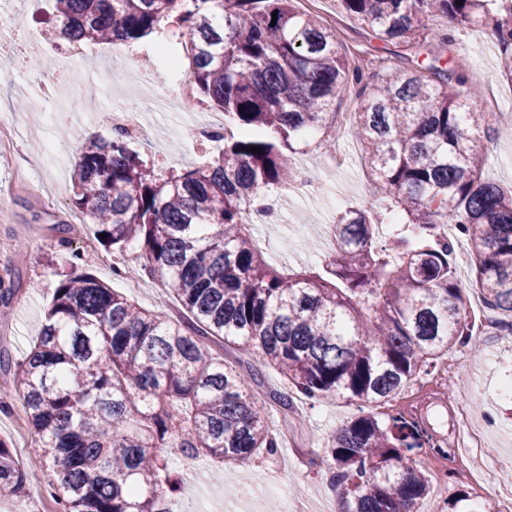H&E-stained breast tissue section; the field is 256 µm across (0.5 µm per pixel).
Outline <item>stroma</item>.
I'll list each match as a JSON object with an SVG mask.
<instances>
[{"label":"stroma","mask_w":512,"mask_h":512,"mask_svg":"<svg viewBox=\"0 0 512 512\" xmlns=\"http://www.w3.org/2000/svg\"><path fill=\"white\" fill-rule=\"evenodd\" d=\"M16 17V27L10 41L0 42V117L11 121L22 148L26 150L28 179L34 190L11 188L15 167L0 158V245L12 251L18 269L17 297L12 306L0 307V348L13 359H23L33 339L38 336L53 291L62 275L72 273L73 252L82 250L91 233L87 225L77 224L70 247L53 241L49 225L73 221L76 213L71 203L72 175L80 145L86 138L111 136L108 109L112 105V72L120 70L126 82H133L138 68L152 67L159 74L155 97H172L179 84L187 79L182 70L172 69L160 56L157 36L139 40L129 55L113 56L108 44H90L86 52L98 61L95 69L82 72L84 83L95 89L96 109L69 111L74 95L62 94L52 123H44L42 113L46 102L33 73L41 72L44 60H54L56 68L70 69L74 60L67 58L66 40L50 36L54 0H8ZM305 9L327 20L336 30L338 41L355 59L366 58L378 51L387 56L398 52V45L376 38L369 25L340 13L336 0H308ZM441 30L448 33L447 56L464 63L468 84L482 93V108L486 121L493 129L486 152L485 173L502 188L512 190V137L500 135L505 127L502 112L512 111V84L500 71L501 48L488 29L480 26L459 27L443 17H428L422 21V33ZM135 118L153 125L158 145L151 160L157 167L182 168L189 163L215 156L216 148H203L188 133L191 125L203 120L200 112H158L152 99L139 103ZM295 166L314 170L318 181L330 188L328 196H296L283 209L278 223L257 225L267 260L274 265L295 268L317 266L314 253L318 239L311 225L327 224L346 207L382 213L387 200L374 196L362 149L356 140H348L342 150V161L330 167L321 154L312 150L293 157ZM56 199L55 207H45L42 196ZM90 271L116 291L136 300L141 306L177 320L182 309L162 283L147 275L134 278L116 277L112 266L92 261ZM483 344L480 355H473L469 346H455L445 357L448 376L442 384L446 395L442 399L423 401V416L435 409L445 411L442 423L431 431L434 441L454 442L457 455L470 451L465 444L467 422H462L456 409L455 392L463 380L474 384L469 402V422L479 424L485 446L480 464L491 471L499 485L512 486V394L505 392L506 378L512 374V330L504 317H497L494 330L480 333ZM355 404L343 400H295L289 411L271 406L267 423L271 430L284 433L287 441L277 454L259 458L245 465L225 466L220 476H213L210 460L177 462L175 472L180 482L176 497L178 512H224L252 488L245 482L248 474L283 472L291 490L299 496L314 492L331 493V471L322 448L336 428L356 414ZM301 480H294V473ZM431 493L421 501L419 512H441L444 502L458 492H466L474 512H500L496 500L488 498L481 485L461 477L450 467L442 468L431 478Z\"/></svg>","instance_id":"obj_1"}]
</instances>
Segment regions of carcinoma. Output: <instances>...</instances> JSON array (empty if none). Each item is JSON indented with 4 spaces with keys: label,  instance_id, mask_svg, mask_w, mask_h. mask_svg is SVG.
Returning a JSON list of instances; mask_svg holds the SVG:
<instances>
[{
    "label": "carcinoma",
    "instance_id": "obj_1",
    "mask_svg": "<svg viewBox=\"0 0 512 512\" xmlns=\"http://www.w3.org/2000/svg\"><path fill=\"white\" fill-rule=\"evenodd\" d=\"M54 2L53 33L69 42L131 43L176 18L192 49L193 107L224 113L214 162L156 169L118 136L80 148L72 206L100 246L139 250L140 264L117 275L157 277L184 318L166 320L90 272L64 275L27 356L0 350V373L17 383L0 408L20 406L32 426L34 466L53 471L59 512H173V456L221 469L276 453L253 390L259 369L241 373L214 345L256 355L308 399L362 404L323 448L339 512H418L430 482L410 455L424 432L377 408L456 345L478 343L442 225L469 246L470 287L512 318V192L484 173L479 92L465 89L463 65H440L448 35L424 37L420 22L486 27L512 83V0H336L409 51L372 83L298 0ZM349 92L352 135L390 210H344L325 263L285 271L266 260L247 212L295 180L289 155L308 151L305 134L329 132L330 108ZM379 224L391 225L384 243ZM15 276L3 267L4 307ZM28 481L0 437V489Z\"/></svg>",
    "mask_w": 512,
    "mask_h": 512
}]
</instances>
